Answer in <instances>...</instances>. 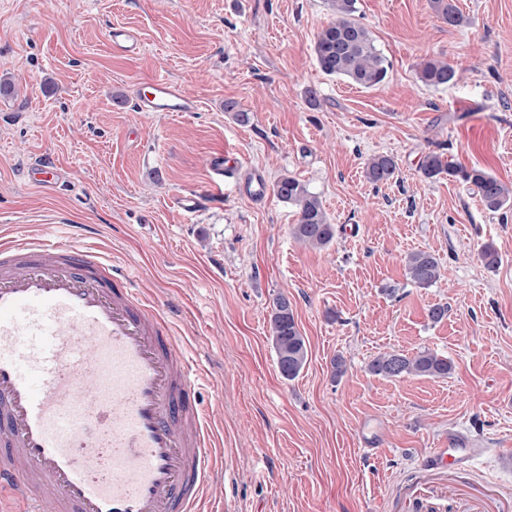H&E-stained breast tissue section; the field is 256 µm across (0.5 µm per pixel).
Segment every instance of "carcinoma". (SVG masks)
Masks as SVG:
<instances>
[{
  "mask_svg": "<svg viewBox=\"0 0 512 512\" xmlns=\"http://www.w3.org/2000/svg\"><path fill=\"white\" fill-rule=\"evenodd\" d=\"M433 11L448 25L463 23V16L456 0H430ZM335 19L316 35L314 53L320 70L328 76L344 77L353 84L370 88L382 83L389 65L377 50L367 27L356 18L357 0H331ZM418 79L427 86L448 87L457 83L459 73L451 63L440 58H429L421 63ZM397 169L390 155H375L366 163V176L373 183L386 182L394 177ZM419 171L427 179L442 175L467 184L477 190L484 208L498 212L512 206V185H508L488 171L454 165L437 153L426 154ZM275 196L297 208V222L293 225L294 239L305 245L324 247L336 234V228L327 220L318 195L295 177H282L273 186ZM408 279L418 288H429L441 277L437 258L426 251L411 253L406 260ZM270 330L281 376L289 381L297 378L308 361L305 338L298 330L291 303L284 294L273 298ZM453 363L448 357L429 350H420L413 356L396 351L384 352L374 357L368 370L384 378H401L414 375L445 378L451 373Z\"/></svg>",
  "mask_w": 512,
  "mask_h": 512,
  "instance_id": "1",
  "label": "carcinoma"
}]
</instances>
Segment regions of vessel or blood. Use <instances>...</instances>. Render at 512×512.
<instances>
[{"mask_svg": "<svg viewBox=\"0 0 512 512\" xmlns=\"http://www.w3.org/2000/svg\"><path fill=\"white\" fill-rule=\"evenodd\" d=\"M134 55L135 34L112 29ZM141 112H194L165 78ZM132 276L65 234L0 243V499L18 512H200L218 467L202 376Z\"/></svg>", "mask_w": 512, "mask_h": 512, "instance_id": "b4317fda", "label": "vessel or blood"}]
</instances>
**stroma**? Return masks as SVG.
Here are the masks:
<instances>
[{"instance_id":"1","label":"stroma","mask_w":512,"mask_h":512,"mask_svg":"<svg viewBox=\"0 0 512 512\" xmlns=\"http://www.w3.org/2000/svg\"><path fill=\"white\" fill-rule=\"evenodd\" d=\"M456 3L465 21L451 27L429 0H358L390 65L366 89L317 64L330 0H0V82L15 86L0 94V237L68 225L137 266L139 288L170 308L178 350L202 368L197 400L224 469L211 512H512V207L488 212L468 185L418 169L434 152L512 185V0ZM119 26L138 32L137 55L113 50ZM434 57L459 69L457 84L419 81ZM158 77L198 110L136 111L133 87ZM222 154L239 165L217 181ZM378 154L398 169L374 184L364 167ZM41 158L62 173L48 189L26 177ZM258 171L269 186L306 183L332 242H295V207L252 195ZM188 192L201 201L192 215L176 207ZM418 250L440 263L432 287L406 277ZM280 293L309 350L291 381L270 339ZM436 304L448 308L439 323ZM423 349L451 374L368 370L380 353ZM459 435L481 455L427 463Z\"/></svg>"}]
</instances>
